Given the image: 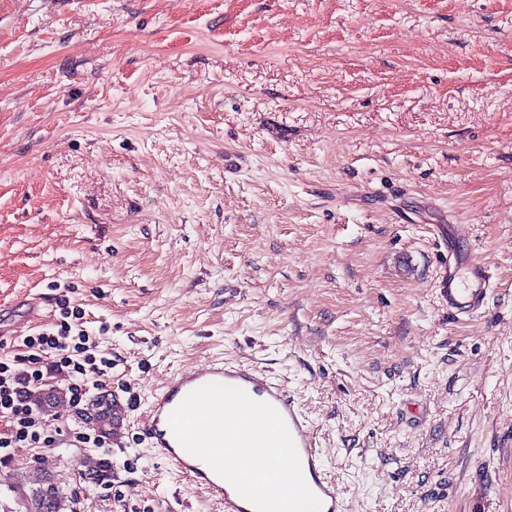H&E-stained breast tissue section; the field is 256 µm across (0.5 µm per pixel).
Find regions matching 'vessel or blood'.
I'll list each match as a JSON object with an SVG mask.
<instances>
[{"label": "vessel or blood", "instance_id": "b4317fda", "mask_svg": "<svg viewBox=\"0 0 512 512\" xmlns=\"http://www.w3.org/2000/svg\"><path fill=\"white\" fill-rule=\"evenodd\" d=\"M466 277L449 270L440 282L448 310L454 314L471 315L479 311L491 285L485 263L471 258ZM219 383L242 389L251 399L273 406L284 419L294 441L309 488L322 503V512H340L341 503L335 483L329 478L324 456L316 446L312 429L300 412L294 398L280 385L269 381L255 368L215 359L193 369L173 375L153 396L142 433L156 454L173 469L197 486L205 489L224 512H255L251 502L202 460L188 453L177 440L170 416L193 390Z\"/></svg>", "mask_w": 512, "mask_h": 512}]
</instances>
